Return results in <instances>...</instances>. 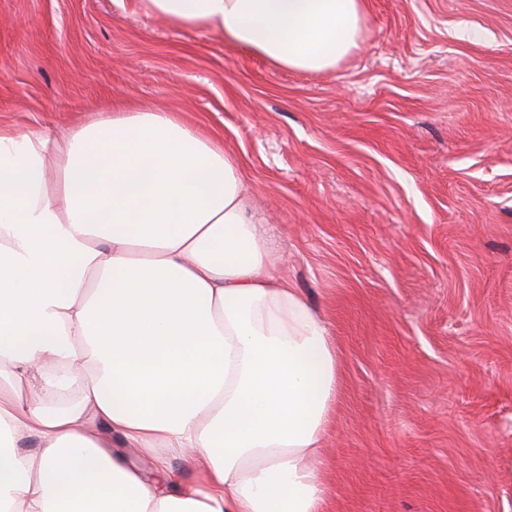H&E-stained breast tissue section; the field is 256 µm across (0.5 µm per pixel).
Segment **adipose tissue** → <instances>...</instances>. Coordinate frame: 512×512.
Listing matches in <instances>:
<instances>
[{"instance_id":"ef3b65f1","label":"adipose tissue","mask_w":512,"mask_h":512,"mask_svg":"<svg viewBox=\"0 0 512 512\" xmlns=\"http://www.w3.org/2000/svg\"><path fill=\"white\" fill-rule=\"evenodd\" d=\"M141 2L280 69L364 31L363 0ZM277 260L239 164L175 113L0 132V512H325L338 353Z\"/></svg>"}]
</instances>
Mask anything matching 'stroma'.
<instances>
[{"label":"stroma","instance_id":"stroma-1","mask_svg":"<svg viewBox=\"0 0 512 512\" xmlns=\"http://www.w3.org/2000/svg\"><path fill=\"white\" fill-rule=\"evenodd\" d=\"M116 104L223 145L326 322V512H512V0H366L318 73L141 0H0L1 129Z\"/></svg>","mask_w":512,"mask_h":512}]
</instances>
